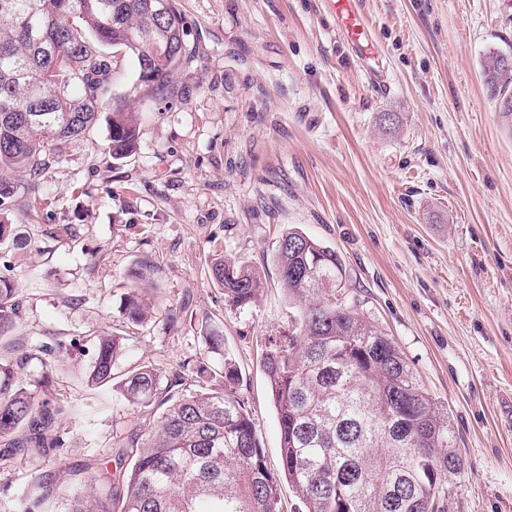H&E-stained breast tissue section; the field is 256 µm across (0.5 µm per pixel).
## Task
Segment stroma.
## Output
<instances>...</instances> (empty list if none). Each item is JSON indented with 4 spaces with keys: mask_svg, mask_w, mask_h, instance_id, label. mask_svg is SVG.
Wrapping results in <instances>:
<instances>
[{
    "mask_svg": "<svg viewBox=\"0 0 512 512\" xmlns=\"http://www.w3.org/2000/svg\"><path fill=\"white\" fill-rule=\"evenodd\" d=\"M198 58L167 102L130 106L135 154L115 161L98 121L38 187L16 175L24 250L0 245L19 318L8 342H45L62 361L47 391L68 412L45 464L40 512H67L150 411L88 386L91 340L125 336L114 367L169 379L230 359L272 473L277 410L262 367L296 314L273 257L296 228L333 249L338 298L356 303L443 406L465 465L447 512H512V135L483 82L487 52L512 53V0H359L390 88L378 92L324 0H174ZM396 116L385 127L384 113ZM258 270L255 303L225 301L211 268ZM153 265L150 321L124 314L129 270ZM222 336L220 353L206 339ZM30 472L0 460L6 512H23Z\"/></svg>",
    "mask_w": 512,
    "mask_h": 512,
    "instance_id": "35a3bbf8",
    "label": "stroma"
}]
</instances>
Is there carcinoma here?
I'll use <instances>...</instances> for the list:
<instances>
[{
    "mask_svg": "<svg viewBox=\"0 0 512 512\" xmlns=\"http://www.w3.org/2000/svg\"><path fill=\"white\" fill-rule=\"evenodd\" d=\"M0 0V210L11 205L12 175L26 172L31 188L53 158L108 113V153L130 157L139 135L132 96L171 97L172 79L191 63L186 22L173 0ZM133 58L135 79L121 97H106L112 55ZM491 51L482 62L487 92L512 95V68ZM23 248L21 233L0 224V242ZM274 262L289 301L292 328L266 353L264 368L278 412L284 474L304 512H446L451 477L464 469L448 416L420 384L394 341L357 308L336 299L342 265L331 248L291 228ZM224 299L254 302L261 279L224 263L212 267ZM15 289L0 279V337L18 319ZM153 306L134 289L127 318L145 323ZM96 356L87 383L112 386L133 407L161 408L113 454L115 471L90 490L74 492L70 512H278L279 479L266 466L244 400L224 380L236 376L229 359L176 374L166 386L148 366L113 369L124 337H93ZM49 383L61 349H38ZM27 355L0 358V438L31 466L26 512L50 495L42 465L62 447L56 434L67 409L39 398L18 379ZM132 466H126L127 460Z\"/></svg>",
    "mask_w": 512,
    "mask_h": 512,
    "instance_id": "carcinoma-1",
    "label": "carcinoma"
}]
</instances>
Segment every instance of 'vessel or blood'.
Masks as SVG:
<instances>
[{
    "label": "vessel or blood",
    "instance_id": "1",
    "mask_svg": "<svg viewBox=\"0 0 512 512\" xmlns=\"http://www.w3.org/2000/svg\"><path fill=\"white\" fill-rule=\"evenodd\" d=\"M327 9L338 21V34L356 52L371 82L378 90L389 84L383 68L372 52V34L363 16L355 8V0H325Z\"/></svg>",
    "mask_w": 512,
    "mask_h": 512
}]
</instances>
